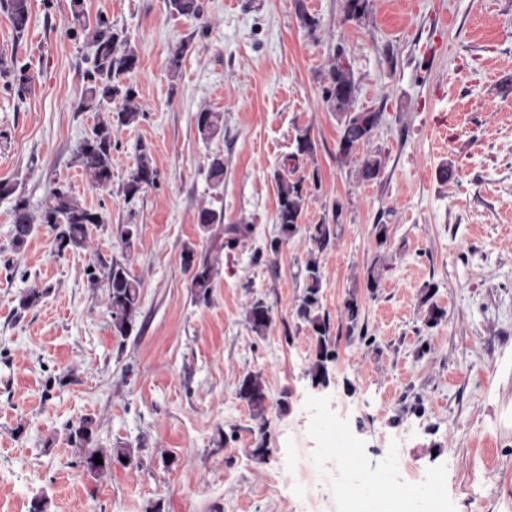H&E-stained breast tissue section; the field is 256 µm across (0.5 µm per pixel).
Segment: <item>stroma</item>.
Instances as JSON below:
<instances>
[{
    "mask_svg": "<svg viewBox=\"0 0 512 512\" xmlns=\"http://www.w3.org/2000/svg\"><path fill=\"white\" fill-rule=\"evenodd\" d=\"M30 3L20 39L0 11V56L37 76L22 98L0 87V178L18 179L34 211L52 183L68 185L105 222L87 252L56 255L45 225L16 250L13 202L0 200V512L39 501L46 512H146L157 501L164 512H301L312 490L298 457L333 466L335 433L358 451L351 488L386 484L394 449L418 489L412 512H512V0H369L360 20L344 0H304L319 21L312 36L295 0H205L199 19L171 14L166 0H85L140 55L146 116L113 133L106 189L72 162L97 115L77 109L86 45L67 32L70 0ZM340 46L358 85L353 111L381 114L370 146L386 168L374 181L337 157L322 75ZM206 108L224 115L211 139L196 125ZM305 129L314 153L290 162ZM142 144L158 182L130 201L122 187ZM215 155L218 188L207 179ZM279 173L302 179L306 227L337 226L320 258L336 352L325 386L309 376L317 337L296 315L306 227L270 250ZM203 208L223 211V224L201 230ZM131 223L128 253L116 227ZM234 224L252 231L221 252L210 302L195 304L182 249L207 250ZM125 253L142 288L135 329L120 339L88 269ZM34 286L51 292L20 310ZM258 298L272 311L261 335L246 321ZM432 303L445 316L430 328ZM249 373L286 409L256 418L237 395ZM83 416L100 447H132L139 465L100 478L76 467L65 427ZM262 436L263 460L252 454ZM432 478L443 488L433 499Z\"/></svg>",
    "mask_w": 512,
    "mask_h": 512,
    "instance_id": "obj_1",
    "label": "stroma"
}]
</instances>
